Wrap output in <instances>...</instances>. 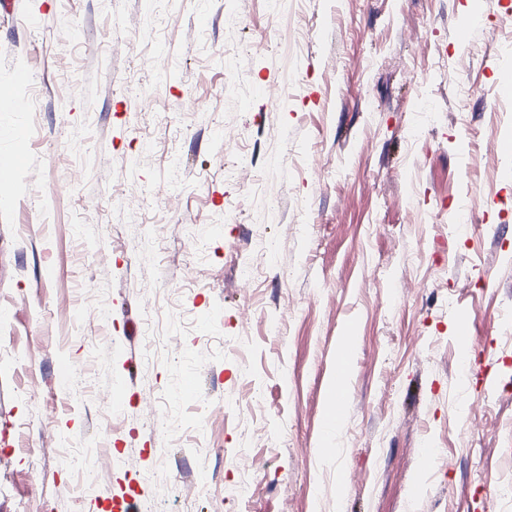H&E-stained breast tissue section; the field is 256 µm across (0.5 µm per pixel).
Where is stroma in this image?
<instances>
[{
  "mask_svg": "<svg viewBox=\"0 0 512 512\" xmlns=\"http://www.w3.org/2000/svg\"><path fill=\"white\" fill-rule=\"evenodd\" d=\"M511 39L512 0L0 8V512H512Z\"/></svg>",
  "mask_w": 512,
  "mask_h": 512,
  "instance_id": "stroma-1",
  "label": "stroma"
}]
</instances>
